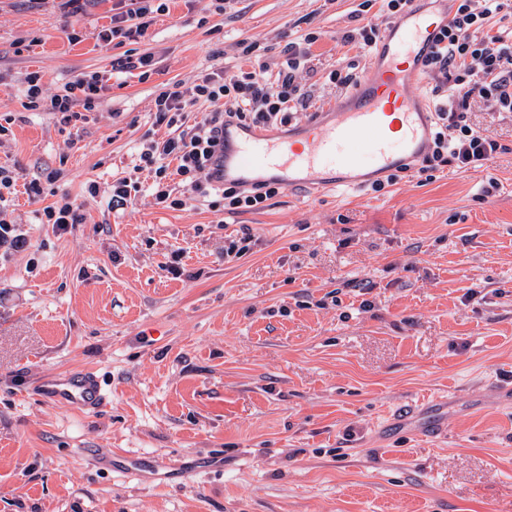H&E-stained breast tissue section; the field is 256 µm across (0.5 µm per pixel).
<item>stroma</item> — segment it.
I'll return each mask as SVG.
<instances>
[{"label":"stroma","instance_id":"obj_1","mask_svg":"<svg viewBox=\"0 0 512 512\" xmlns=\"http://www.w3.org/2000/svg\"><path fill=\"white\" fill-rule=\"evenodd\" d=\"M145 36L112 49L97 34L117 0H0V166L55 187L82 223H42L51 197L14 198L23 244L0 250V512H512V113L474 110L507 153L483 172L447 167L375 193L281 191L258 211L206 201L181 210L144 191L110 208L113 181L153 128L157 89L249 68L257 40L276 78L305 30L321 71L351 60L341 35L360 0H164ZM82 39L69 41L70 30ZM152 54L147 79L114 69ZM50 92L98 73L80 134L21 107L26 73ZM495 178L492 196L482 184ZM96 182L97 196L85 192ZM249 229L253 242L225 257ZM96 369L108 404L48 405L37 379ZM441 420L413 432L406 412ZM144 468L199 454L223 467L140 483L89 449Z\"/></svg>","mask_w":512,"mask_h":512}]
</instances>
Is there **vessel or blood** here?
I'll list each match as a JSON object with an SVG mask.
<instances>
[{
  "instance_id": "obj_1",
  "label": "vessel or blood",
  "mask_w": 512,
  "mask_h": 512,
  "mask_svg": "<svg viewBox=\"0 0 512 512\" xmlns=\"http://www.w3.org/2000/svg\"><path fill=\"white\" fill-rule=\"evenodd\" d=\"M450 19L448 0H436L433 8L414 6L390 20L346 101L294 132L225 120L221 145L209 162L212 182L244 190L272 181L313 193L354 190L421 162L431 143L433 113L415 86L424 78L423 62L437 34ZM39 395L46 404H73L90 412L105 399L91 368L46 375Z\"/></svg>"
}]
</instances>
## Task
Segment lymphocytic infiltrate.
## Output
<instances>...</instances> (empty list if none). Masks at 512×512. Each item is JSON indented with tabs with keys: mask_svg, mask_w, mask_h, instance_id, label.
<instances>
[{
	"mask_svg": "<svg viewBox=\"0 0 512 512\" xmlns=\"http://www.w3.org/2000/svg\"><path fill=\"white\" fill-rule=\"evenodd\" d=\"M410 2L362 0L358 14L364 22L345 32L343 43L365 53L373 52L381 29L368 20L370 10L379 9L393 18L401 15ZM164 10L160 0H126L97 39L107 47L143 37ZM452 11L449 24L441 30L424 64L435 91L448 93L446 100L435 105L430 151L415 167V177L424 184L432 182L436 172L447 166L462 172L486 169L505 147L490 133L473 127L469 114L477 108L512 112V0H452ZM318 38V31L312 29L301 42H288L278 77L272 82L261 67L216 70L189 85L175 82L158 89L153 123L166 127L169 134L164 138L142 136L129 173L112 184L111 205L133 202L146 175L152 180L149 188L156 202L170 209H182L190 201L211 197L219 198L230 214L263 209L266 201L281 192L280 184L265 183L246 191L232 183L218 186L210 181L207 161L218 142L216 132L228 118L262 127L291 124L294 109L308 106L310 95L297 77L308 68L307 45ZM24 84L25 110L48 109L59 115L63 126L74 129L88 123L103 90L102 80L95 73L76 76L54 94L48 93L41 72H28ZM198 104L207 105L208 110L200 118H191L190 110ZM59 176L54 170L45 179L23 184L18 174L0 167V249L21 243L10 211V197L17 186L38 197L44 193V183L55 182Z\"/></svg>",
	"mask_w": 512,
	"mask_h": 512,
	"instance_id": "f902f5d3",
	"label": "lymphocytic infiltrate"
}]
</instances>
